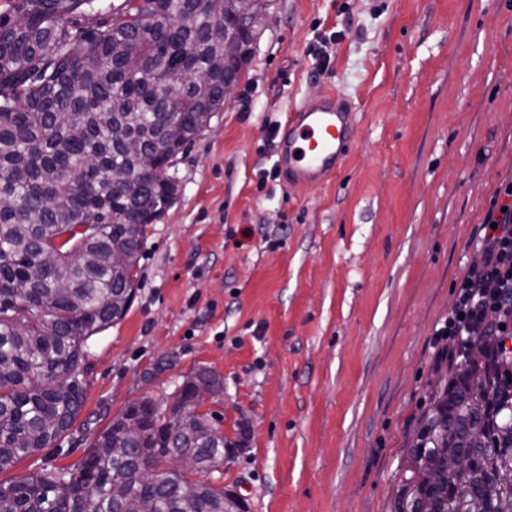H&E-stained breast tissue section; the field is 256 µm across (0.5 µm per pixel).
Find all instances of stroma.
<instances>
[{"instance_id":"stroma-1","label":"stroma","mask_w":512,"mask_h":512,"mask_svg":"<svg viewBox=\"0 0 512 512\" xmlns=\"http://www.w3.org/2000/svg\"><path fill=\"white\" fill-rule=\"evenodd\" d=\"M235 99L175 162L127 315L87 342L76 462L134 401L205 369L222 485L249 512H391L448 370L436 335L471 241L512 181V0H266ZM336 90L358 128L334 180L259 183L301 102Z\"/></svg>"}]
</instances>
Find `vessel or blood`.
<instances>
[{"instance_id": "1", "label": "vessel or blood", "mask_w": 512, "mask_h": 512, "mask_svg": "<svg viewBox=\"0 0 512 512\" xmlns=\"http://www.w3.org/2000/svg\"><path fill=\"white\" fill-rule=\"evenodd\" d=\"M354 103L334 90L289 113L277 146L287 183L302 186L327 179L341 167L356 132Z\"/></svg>"}]
</instances>
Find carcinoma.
Listing matches in <instances>:
<instances>
[{
  "mask_svg": "<svg viewBox=\"0 0 512 512\" xmlns=\"http://www.w3.org/2000/svg\"><path fill=\"white\" fill-rule=\"evenodd\" d=\"M23 12L29 22L9 24ZM224 14L211 0H8L0 12V472L53 447L82 411L87 341L122 320L146 226L171 205L175 157L224 107ZM181 138L169 145L170 129ZM134 176L112 188L113 173ZM43 253L55 255L46 270ZM117 253L123 264L114 262ZM143 400L76 465L0 481V512H225L224 437ZM177 448L167 447L165 428ZM125 452L116 453L114 449ZM197 452V480L156 470ZM431 470L436 481L416 482ZM512 512V350L471 340L407 449L393 512Z\"/></svg>",
  "mask_w": 512,
  "mask_h": 512,
  "instance_id": "cac0c4a2",
  "label": "carcinoma"
}]
</instances>
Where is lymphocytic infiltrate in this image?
Returning a JSON list of instances; mask_svg holds the SVG:
<instances>
[{"label": "lymphocytic infiltrate", "mask_w": 512, "mask_h": 512, "mask_svg": "<svg viewBox=\"0 0 512 512\" xmlns=\"http://www.w3.org/2000/svg\"><path fill=\"white\" fill-rule=\"evenodd\" d=\"M475 247L481 262L457 282L454 311L439 330L462 343L512 335V182L497 190Z\"/></svg>", "instance_id": "obj_1"}]
</instances>
